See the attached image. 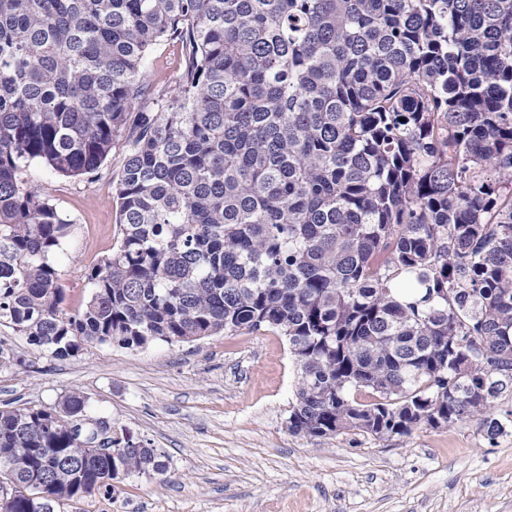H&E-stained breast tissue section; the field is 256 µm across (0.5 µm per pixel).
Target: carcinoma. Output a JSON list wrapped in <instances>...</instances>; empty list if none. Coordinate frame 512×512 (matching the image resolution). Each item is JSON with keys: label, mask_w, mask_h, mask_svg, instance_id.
<instances>
[{"label": "carcinoma", "mask_w": 512, "mask_h": 512, "mask_svg": "<svg viewBox=\"0 0 512 512\" xmlns=\"http://www.w3.org/2000/svg\"><path fill=\"white\" fill-rule=\"evenodd\" d=\"M180 49L172 94L145 65ZM120 239L68 313L75 231L21 174L94 178ZM56 359L277 331L288 431L377 439L492 413L512 394V0H0V327ZM374 396L368 403L357 395ZM78 389L0 408V512H41L167 456ZM112 434L115 454L86 441Z\"/></svg>", "instance_id": "carcinoma-1"}]
</instances>
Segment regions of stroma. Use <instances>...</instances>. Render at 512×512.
Returning a JSON list of instances; mask_svg holds the SVG:
<instances>
[{"mask_svg":"<svg viewBox=\"0 0 512 512\" xmlns=\"http://www.w3.org/2000/svg\"><path fill=\"white\" fill-rule=\"evenodd\" d=\"M179 67L176 45L154 48L146 71L155 94L174 89ZM124 154L113 148L93 180L38 163L24 173L75 225L60 258L69 309L84 307L86 271L118 240L112 185ZM0 340L25 359L0 369V404L38 409L78 389L117 432L168 457L165 473L126 478L66 512H512L510 428L492 441L476 417L388 440L290 434L297 367L280 333L138 349L92 344L65 360L7 329Z\"/></svg>","mask_w":512,"mask_h":512,"instance_id":"35a3bbf8","label":"stroma"}]
</instances>
